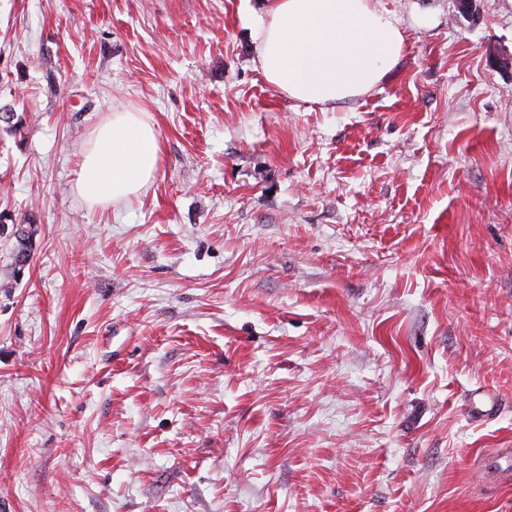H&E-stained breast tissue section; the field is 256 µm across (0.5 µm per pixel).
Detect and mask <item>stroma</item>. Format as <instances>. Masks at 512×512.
Here are the masks:
<instances>
[{"label":"stroma","mask_w":512,"mask_h":512,"mask_svg":"<svg viewBox=\"0 0 512 512\" xmlns=\"http://www.w3.org/2000/svg\"><path fill=\"white\" fill-rule=\"evenodd\" d=\"M301 103L263 0H0V512H512V0H380ZM141 113L139 198L76 192ZM376 0H265L256 68L290 99L332 104L367 93L404 51L398 21ZM161 146L138 112H114L82 153L76 190L90 206L137 198L152 182ZM20 225L21 224H12L9 230L8 224H3L2 222H0V237L4 235V237L7 240H10L9 266L11 270V275L15 280H18L24 273V271L22 272L21 268L19 267L20 257L26 255L25 251H29L31 255V253L33 254L35 250V240L33 239L34 232L31 230V241L30 237H26L22 234H19ZM16 226L17 229H15Z\"/></svg>","instance_id":"1"}]
</instances>
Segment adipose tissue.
Instances as JSON below:
<instances>
[{
  "label": "adipose tissue",
  "mask_w": 512,
  "mask_h": 512,
  "mask_svg": "<svg viewBox=\"0 0 512 512\" xmlns=\"http://www.w3.org/2000/svg\"><path fill=\"white\" fill-rule=\"evenodd\" d=\"M254 63L290 99L336 104L367 93L404 51L398 21L375 0H264ZM161 146L135 112H116L81 156L76 190L92 206L137 198Z\"/></svg>",
  "instance_id": "1"
}]
</instances>
